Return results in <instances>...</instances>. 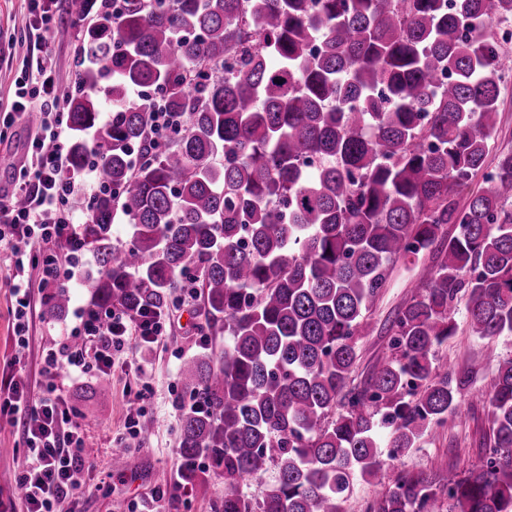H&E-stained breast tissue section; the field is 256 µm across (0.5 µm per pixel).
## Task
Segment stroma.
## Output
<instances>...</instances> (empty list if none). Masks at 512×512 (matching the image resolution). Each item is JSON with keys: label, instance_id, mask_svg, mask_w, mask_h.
<instances>
[{"label": "stroma", "instance_id": "stroma-1", "mask_svg": "<svg viewBox=\"0 0 512 512\" xmlns=\"http://www.w3.org/2000/svg\"><path fill=\"white\" fill-rule=\"evenodd\" d=\"M29 0H0V42H13L10 57L0 59V191L13 190L19 176L30 138L32 124L8 123L14 84L21 75L23 58L35 50L36 35L26 27ZM55 78L60 90L74 85L82 42L73 39L60 42L48 39ZM433 265L431 256L416 264L396 262L392 265L384 288L370 306L375 325L372 335L361 337L356 346L357 362L352 373L354 384H363L377 361L391 352L390 323L396 312L424 288ZM36 314L29 329V342L17 349L12 332V294L6 274L0 270V372L9 371V362L21 357V376L32 393H39L48 383H55L65 400L76 391L95 384V374L72 377L59 369L56 377L42 370V352L52 346L68 326L72 314L52 318L42 304V292H35ZM195 301H175L171 313V329L159 346L142 349L131 346L129 353L117 358L110 376L111 391L101 399L87 403L79 427L84 435L88 477L95 489L80 494L76 512H132L135 501L154 491H163L160 512H212V503L224 494V481L214 476L205 488L180 486L181 457L178 448L179 410L176 398L181 391L179 372L187 359L200 354L199 336L192 330ZM456 332L435 351V364L447 371L449 378L471 375L472 383L460 410L448 421L431 430L411 452L388 469L387 478L398 472L430 473L442 467L462 472L481 463L489 446V407L481 396L495 374L500 359L512 355V336L493 339L472 335L467 326L465 309L455 316ZM146 385L153 395L145 404V420L155 426L147 438L124 439L127 414L136 405L129 401V388ZM123 451L126 464L122 471L112 469L115 451ZM23 448L16 428L0 421V512H23L21 494L16 485L17 470L23 460Z\"/></svg>", "mask_w": 512, "mask_h": 512}]
</instances>
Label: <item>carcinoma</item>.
Wrapping results in <instances>:
<instances>
[{"label":"carcinoma","instance_id":"carcinoma-1","mask_svg":"<svg viewBox=\"0 0 512 512\" xmlns=\"http://www.w3.org/2000/svg\"><path fill=\"white\" fill-rule=\"evenodd\" d=\"M66 14L56 35L83 37L67 170L96 159L101 182L82 227L96 267L79 287L132 315L188 289L198 333L224 334L181 371L177 404L194 403L179 416L182 481L223 478L215 512H344L357 479L380 483L458 411L469 378L433 363L458 295L474 335H512V151L456 198L497 131L490 28L512 0H67ZM156 105L181 116L164 148L148 133ZM427 254L424 291L391 323L394 354L347 388L391 265ZM70 303L64 284L45 309ZM486 395L485 461L401 473L376 512H436L441 492L448 512H512V356ZM269 467L276 480L245 495Z\"/></svg>","mask_w":512,"mask_h":512}]
</instances>
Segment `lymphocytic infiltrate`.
<instances>
[{"label": "lymphocytic infiltrate", "mask_w": 512, "mask_h": 512, "mask_svg": "<svg viewBox=\"0 0 512 512\" xmlns=\"http://www.w3.org/2000/svg\"><path fill=\"white\" fill-rule=\"evenodd\" d=\"M65 97L53 77L51 62H43L34 77L16 81L13 112L39 114L38 130L19 169L13 193H0V244L15 258L7 265V280L14 298V335L27 344L29 322L36 308L29 288L37 276L40 290L76 280L86 260V246L68 207L78 193L94 195L100 188L98 168L89 165L80 178L66 170L70 135L63 123ZM24 206H15V196ZM75 323L63 340L43 354V371L54 375L67 368L77 375L91 372L109 376L116 358L129 343L154 346L167 333L168 315H129L122 309L97 310L76 307ZM0 420L16 427L24 458L16 483L25 512H60L61 505L83 490L84 438L73 411L48 385L39 397H31L22 381L0 376Z\"/></svg>", "instance_id": "f902f5d3"}]
</instances>
